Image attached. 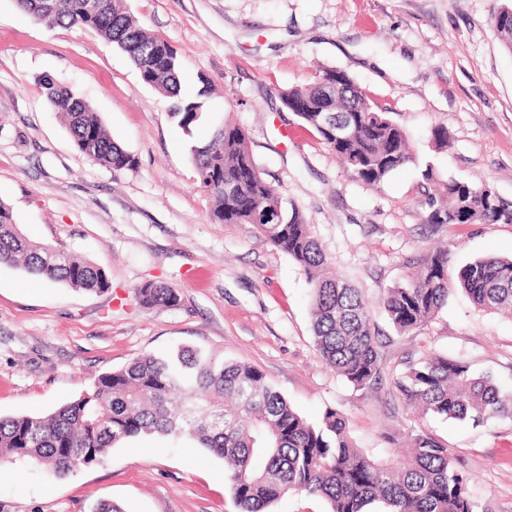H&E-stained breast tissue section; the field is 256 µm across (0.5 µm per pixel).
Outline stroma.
Returning a JSON list of instances; mask_svg holds the SVG:
<instances>
[{
	"label": "stroma",
	"instance_id": "stroma-1",
	"mask_svg": "<svg viewBox=\"0 0 512 512\" xmlns=\"http://www.w3.org/2000/svg\"><path fill=\"white\" fill-rule=\"evenodd\" d=\"M502 0H123L182 59V89L206 77V118L186 136L168 100L93 31L47 28L0 0V200L26 236L99 265L103 292L75 291L0 266V415L48 413L133 358L180 346L257 367L308 422L342 410L359 447L399 448L409 429L446 444L484 512H512V420L475 426L414 416L388 392L336 376L312 339L302 268L253 225L215 224L192 146L231 122L262 177L299 208L331 270L361 288L386 345L385 370L428 350L492 373L512 392V319L453 287L422 329L399 334L379 306L409 259L447 247L452 264L512 256V224H424L433 185L421 172L487 184L512 201V51L492 14ZM346 70L393 112L417 161L369 185L351 177L282 104L320 68ZM71 88L135 159L112 171L87 160L40 86ZM448 131L437 145L435 127ZM164 281L174 307L143 308L135 289ZM239 512L224 462L157 435L54 479L0 463V512Z\"/></svg>",
	"mask_w": 512,
	"mask_h": 512
}]
</instances>
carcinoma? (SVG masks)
Masks as SVG:
<instances>
[{
    "mask_svg": "<svg viewBox=\"0 0 512 512\" xmlns=\"http://www.w3.org/2000/svg\"><path fill=\"white\" fill-rule=\"evenodd\" d=\"M101 15L86 0H16L48 28L92 30L127 54L142 82L170 101V113L186 133L201 119L211 83L199 77L194 94L180 89L181 58L162 38L148 33L122 7L103 0ZM494 28L512 51V4L493 15ZM336 68H325L307 87L282 93L288 110L300 101L341 110L357 123L353 136L335 143L322 113L298 112L299 120L341 160L350 175L370 184L389 178L414 161L403 128L376 105L354 80L344 97H325ZM44 94L60 113L76 149L114 171L129 169L133 156L114 142L100 117L68 87L46 77ZM199 187L215 199L214 224H257L277 249L299 264L311 289L314 345L322 359L357 389L387 390L422 416L446 420L512 418V394L489 375H474L461 359L423 351L386 378L380 334L368 302L350 283L328 273L327 255L302 213L284 201L261 176L244 130L227 123L193 150ZM425 223L512 224V201L486 184L448 178L428 199ZM0 266H20L30 275L84 291L110 287L104 270L74 253L34 244L0 200ZM403 283L388 288L380 306L401 334L431 322L456 279L484 310L512 314V258L487 255L455 268L448 250L434 249L410 263ZM140 306H176L175 288L148 281L135 289ZM191 440L224 460L226 479L240 512H267L288 493L321 498L330 512H478L470 476L460 471L448 448L423 430L410 429L402 457H378L357 446L345 415L328 409L307 422L254 366L226 362L196 348L135 357L124 367L98 375L79 398L47 415L0 416V462L26 461L62 478L100 461L114 446L142 436Z\"/></svg>",
    "mask_w": 512,
    "mask_h": 512,
    "instance_id": "cac0c4a2",
    "label": "carcinoma"
}]
</instances>
